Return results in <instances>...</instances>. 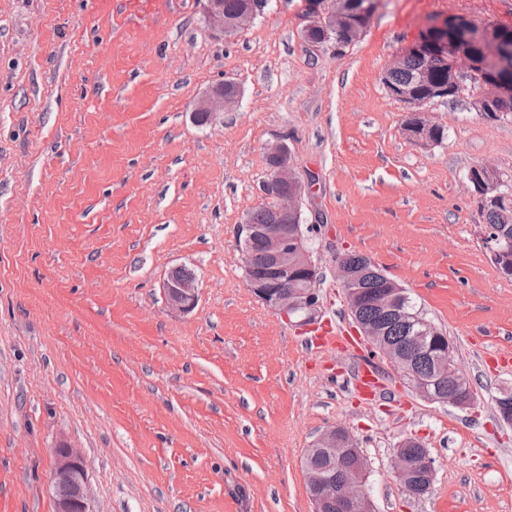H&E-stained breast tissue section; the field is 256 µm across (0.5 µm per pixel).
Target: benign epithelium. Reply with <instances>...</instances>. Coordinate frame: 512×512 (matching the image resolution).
<instances>
[{
	"instance_id": "7a95c632",
	"label": "benign epithelium",
	"mask_w": 512,
	"mask_h": 512,
	"mask_svg": "<svg viewBox=\"0 0 512 512\" xmlns=\"http://www.w3.org/2000/svg\"><path fill=\"white\" fill-rule=\"evenodd\" d=\"M255 15V4L236 14L224 11V0H206V20L225 35L231 36L241 27L251 23ZM308 20L304 33L321 32L326 35L345 30L349 38L358 40L367 31L369 22L348 27L347 18L339 8H320L312 3L305 5ZM464 27L461 19L450 18L425 32L411 51L429 52L439 63L448 68V83L431 85L426 97H421L412 87H393L389 94L410 112L412 125L409 137L417 142L428 143L438 124L428 119L429 105L448 98L463 96L466 83L480 86V97L484 107L480 115L490 121L502 117L497 111L501 102L512 98V84L501 81L497 74L483 71V65L475 60L470 47L463 46L458 37L448 32ZM239 101L236 83L226 80L215 86L199 100L195 111L205 113L209 120L229 110ZM269 177L262 184L265 196L277 201L270 209L268 222L254 224L245 219L237 226L238 243L242 258H247V247L255 238L263 240L268 250V270L248 278L251 292L268 309L281 318L299 319L306 326L315 320L319 307V294L314 287L319 279V269L313 260L309 239L300 229L302 202L310 193L315 177L302 178L294 170L288 145L278 140L266 148ZM496 171L485 164L479 176L468 175L467 182L473 195L486 203L496 202L502 194V186L495 178ZM294 223H288V218ZM347 254L336 255V280L344 289L347 307L355 312L362 300L376 308L385 318L407 321L412 329L408 337L415 355L410 359L401 356V347L386 338L383 321L355 320L359 335L386 360L400 370L409 380L412 389L421 398L434 403H448L465 410L474 404V398L461 390H449L444 385L446 374H455L458 383L463 375L457 371L454 348L446 334L423 315L409 314L402 305L404 288L384 274L376 265L368 262L352 268L346 262ZM491 258L500 273L512 275V250L503 248L491 251ZM369 278L383 281L381 290L364 295L361 285ZM168 304L181 311L192 310L198 301L196 278L171 275L165 281ZM322 453L334 462L344 464L345 473L335 477L327 469L306 468L305 479L312 496L314 512H375L374 503L367 491L368 467L358 448V442L346 428L333 426L325 429L315 440L306 455ZM390 468L402 492L409 498H420L431 489L435 470L428 450L415 437L403 439L390 458ZM55 512H93L90 506L88 475L83 459L74 449L61 446L55 450L51 473Z\"/></svg>"
}]
</instances>
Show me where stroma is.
Listing matches in <instances>:
<instances>
[{"mask_svg": "<svg viewBox=\"0 0 512 512\" xmlns=\"http://www.w3.org/2000/svg\"><path fill=\"white\" fill-rule=\"evenodd\" d=\"M304 0H267L227 36L205 0L153 19L98 0H0V512H55L50 470L83 458L93 512H313L303 460L341 425L369 464L376 512H512V428L495 398L512 367V279L482 242L466 174L512 175V121L467 98L431 105L446 141L403 131L382 77L435 21L512 28V0H380L337 52L304 38ZM238 104L192 116L224 80ZM284 140L314 173L305 209L320 319L352 328L337 253L366 256L455 347L473 408L419 397L384 358L381 397L351 378L362 352L308 346L247 286L236 227L264 204L265 152ZM194 270L199 300L169 307L168 273ZM417 436L431 492L390 467ZM411 448H419L414 456ZM390 468L402 492L409 498L423 497L431 489L435 470L428 450L415 437H406L390 458Z\"/></svg>", "mask_w": 512, "mask_h": 512, "instance_id": "obj_1", "label": "stroma"}]
</instances>
